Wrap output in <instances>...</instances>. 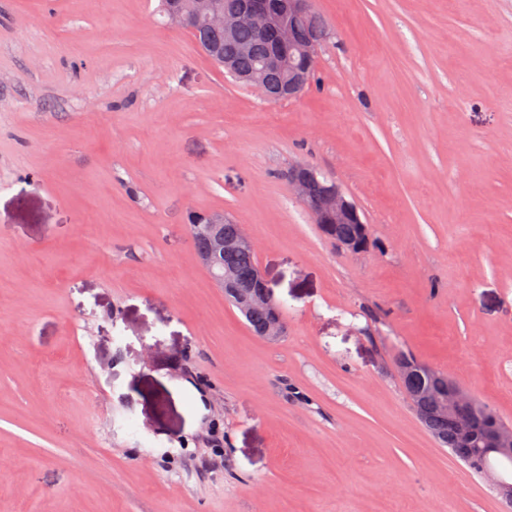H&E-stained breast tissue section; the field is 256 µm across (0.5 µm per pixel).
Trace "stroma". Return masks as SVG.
<instances>
[{
	"label": "stroma",
	"mask_w": 512,
	"mask_h": 512,
	"mask_svg": "<svg viewBox=\"0 0 512 512\" xmlns=\"http://www.w3.org/2000/svg\"><path fill=\"white\" fill-rule=\"evenodd\" d=\"M157 5L0 0V512H503L395 362L512 424V0H312L293 101ZM301 163L365 251L289 193ZM194 210L243 224L285 336L199 266ZM312 171L319 174L313 168ZM316 175L311 173L310 165L291 167L288 170L289 191L311 212L316 224H331L322 229L329 238L361 237L363 227L367 232V226L357 207L346 199L339 184L329 178L319 179ZM275 307L282 317L280 307L276 303ZM281 317L279 315H275L271 321V316L264 312H254L250 317L244 316L250 329L255 335H259V330L264 329L266 325L271 321L263 333V336L271 338V340L277 339L278 337L283 336L285 333V325Z\"/></svg>",
	"instance_id": "obj_1"
}]
</instances>
